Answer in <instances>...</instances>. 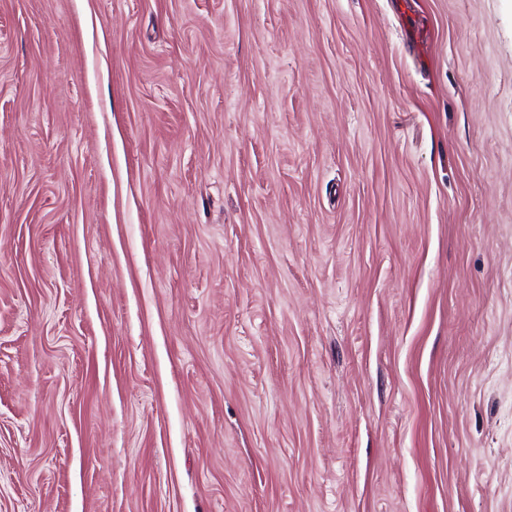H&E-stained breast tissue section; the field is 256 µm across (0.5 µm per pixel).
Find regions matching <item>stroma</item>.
Here are the masks:
<instances>
[{
    "label": "stroma",
    "mask_w": 512,
    "mask_h": 512,
    "mask_svg": "<svg viewBox=\"0 0 512 512\" xmlns=\"http://www.w3.org/2000/svg\"><path fill=\"white\" fill-rule=\"evenodd\" d=\"M0 512H512V0H0Z\"/></svg>",
    "instance_id": "35a3bbf8"
}]
</instances>
